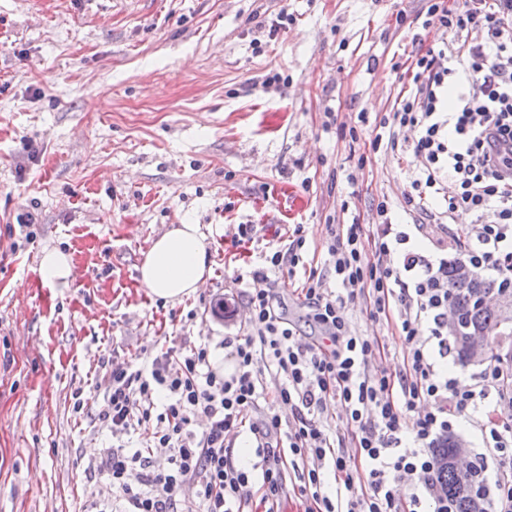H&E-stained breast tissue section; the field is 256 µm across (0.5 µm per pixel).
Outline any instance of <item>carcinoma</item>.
<instances>
[{
    "instance_id": "carcinoma-1",
    "label": "carcinoma",
    "mask_w": 512,
    "mask_h": 512,
    "mask_svg": "<svg viewBox=\"0 0 512 512\" xmlns=\"http://www.w3.org/2000/svg\"><path fill=\"white\" fill-rule=\"evenodd\" d=\"M460 265L461 261L455 258L448 261V299L454 304L462 325L476 329L488 323L500 322V314L482 306L480 298L491 293L509 291L512 287L505 282L487 278L475 270L471 277L462 278L458 274ZM454 450L455 439L452 436L435 448L440 493L448 497L453 512H485L486 488L483 474L473 468L470 482L461 484L452 463Z\"/></svg>"
}]
</instances>
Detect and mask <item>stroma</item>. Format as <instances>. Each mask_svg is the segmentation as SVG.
<instances>
[{
    "instance_id": "stroma-1",
    "label": "stroma",
    "mask_w": 512,
    "mask_h": 512,
    "mask_svg": "<svg viewBox=\"0 0 512 512\" xmlns=\"http://www.w3.org/2000/svg\"><path fill=\"white\" fill-rule=\"evenodd\" d=\"M427 6L0 0V512H102L110 486L88 464L111 440L96 416L105 361L246 333L237 276L293 225L320 269L328 225L377 223L378 199L411 223L419 164L369 139L410 89L419 47L446 41L435 29L415 41ZM282 12L288 25L270 34ZM173 224L199 225L210 269L193 297L164 303L137 268ZM54 247L73 256L70 287L40 280ZM345 314L385 345L374 369L401 365L393 321L360 297Z\"/></svg>"
}]
</instances>
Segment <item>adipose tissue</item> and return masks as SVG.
I'll list each match as a JSON object with an SVG mask.
<instances>
[{"label": "adipose tissue", "mask_w": 512, "mask_h": 512, "mask_svg": "<svg viewBox=\"0 0 512 512\" xmlns=\"http://www.w3.org/2000/svg\"><path fill=\"white\" fill-rule=\"evenodd\" d=\"M207 259L208 243L198 225H171L144 253L138 268L139 284L151 299L180 301L200 288ZM38 272L48 287H69L75 278L73 257L59 248L44 250Z\"/></svg>", "instance_id": "adipose-tissue-1"}]
</instances>
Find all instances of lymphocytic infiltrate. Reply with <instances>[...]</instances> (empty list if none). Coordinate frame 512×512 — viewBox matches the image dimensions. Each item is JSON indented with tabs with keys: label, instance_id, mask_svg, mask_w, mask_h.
Here are the masks:
<instances>
[{
	"label": "lymphocytic infiltrate",
	"instance_id": "obj_1",
	"mask_svg": "<svg viewBox=\"0 0 512 512\" xmlns=\"http://www.w3.org/2000/svg\"><path fill=\"white\" fill-rule=\"evenodd\" d=\"M512 0H429L422 30L453 35L483 30L478 45L427 49L415 61L410 93L370 134L372 149H403V128L417 129L421 166L404 197L408 214L427 213L443 197L447 213L484 215L462 253L477 272L512 283ZM327 227L330 272H309L301 288L305 324L286 316L268 276L305 267L306 237L295 225L287 243L249 272L250 333L219 348L230 375L211 365L210 344L167 347L136 365H114L98 411L112 444L89 465L105 475L118 512H281L296 474L303 512H448L438 491L434 450L477 406L498 413L494 368L464 387L441 367L448 358V227L434 252L414 250L408 225ZM368 296L373 314L395 310L403 345L398 374L375 373L377 340L356 334L343 309ZM279 379L267 391L268 375ZM344 407L346 435L325 427L329 404ZM287 406L291 419H282ZM206 421L195 429L197 418ZM255 436L256 469L236 465L231 434ZM258 480L259 496L244 490ZM195 490L182 496L184 487Z\"/></svg>",
	"mask_w": 512,
	"mask_h": 512
}]
</instances>
